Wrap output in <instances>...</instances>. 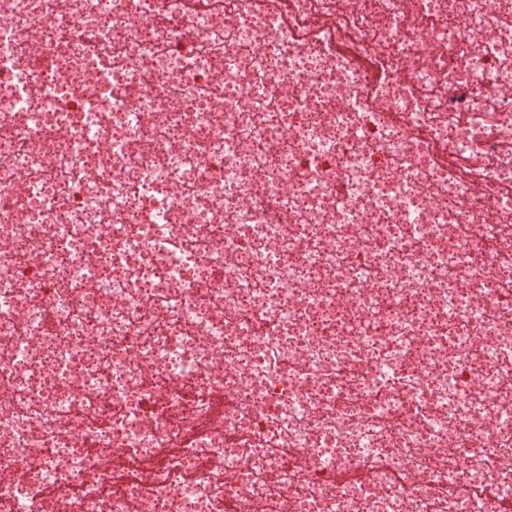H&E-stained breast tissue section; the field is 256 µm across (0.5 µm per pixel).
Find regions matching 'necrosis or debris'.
<instances>
[{
	"instance_id": "1",
	"label": "necrosis or debris",
	"mask_w": 512,
	"mask_h": 512,
	"mask_svg": "<svg viewBox=\"0 0 512 512\" xmlns=\"http://www.w3.org/2000/svg\"><path fill=\"white\" fill-rule=\"evenodd\" d=\"M498 225L512 0H0V512H499Z\"/></svg>"
}]
</instances>
